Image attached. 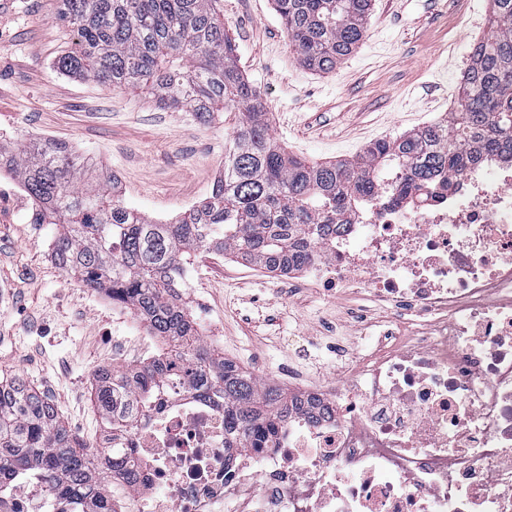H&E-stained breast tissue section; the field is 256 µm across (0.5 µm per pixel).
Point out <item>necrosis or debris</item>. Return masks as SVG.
Instances as JSON below:
<instances>
[{
  "label": "necrosis or debris",
  "mask_w": 512,
  "mask_h": 512,
  "mask_svg": "<svg viewBox=\"0 0 512 512\" xmlns=\"http://www.w3.org/2000/svg\"><path fill=\"white\" fill-rule=\"evenodd\" d=\"M443 197L352 216L307 279L369 290L394 313L444 320L351 355L262 448L224 452V405L160 396L123 446L125 512H512V166L484 163ZM0 512H75L19 474Z\"/></svg>",
  "instance_id": "4bbe7bcc"
}]
</instances>
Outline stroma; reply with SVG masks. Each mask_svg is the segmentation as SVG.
Listing matches in <instances>:
<instances>
[{
  "label": "stroma",
  "mask_w": 512,
  "mask_h": 512,
  "mask_svg": "<svg viewBox=\"0 0 512 512\" xmlns=\"http://www.w3.org/2000/svg\"><path fill=\"white\" fill-rule=\"evenodd\" d=\"M238 66L270 114L272 136L313 163L357 157L370 143L435 122L457 105L473 45L488 32L491 0H372L366 34L329 73L303 67L272 0H222ZM58 0H13L0 13V138L70 142L114 174L124 204L158 221L207 198L224 166L235 123L188 110L163 111L146 94L61 74L70 47ZM14 176L0 175V373L18 374L60 411L69 432L92 441L96 369L142 346L147 330L130 310L84 288L47 252L50 224L13 211ZM182 300L209 311L201 336L264 382L302 391L336 381V341L350 352L380 344L390 309L366 290L327 294L301 277L274 278L219 254H199Z\"/></svg>",
  "instance_id": "1"
}]
</instances>
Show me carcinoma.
Wrapping results in <instances>:
<instances>
[{
	"label": "carcinoma",
	"mask_w": 512,
	"mask_h": 512,
	"mask_svg": "<svg viewBox=\"0 0 512 512\" xmlns=\"http://www.w3.org/2000/svg\"><path fill=\"white\" fill-rule=\"evenodd\" d=\"M221 0H59L74 47L56 68L112 88L149 90L164 109L202 120L237 113L224 173L211 195L165 224L126 206L113 175L85 176L69 143L0 141V170L21 180L39 215L55 225V264L112 303L132 310L168 346L167 360L95 373L93 401L107 446L76 441L27 381L0 378V495L6 476L38 471L49 491L81 512H112L107 477H131L112 441L133 428L152 397L181 385L224 403V451L259 448L288 413L315 400L264 383L206 347L175 291L198 251L230 255L272 274L299 269L360 209L434 199L448 176L490 160L512 164V0H492L490 31L472 49L457 108L448 117L369 145L353 160L310 163L271 135L268 113L237 64ZM302 65L327 73L362 40L371 0H273ZM386 190V196L379 195Z\"/></svg>",
	"instance_id": "cac0c4a2"
}]
</instances>
